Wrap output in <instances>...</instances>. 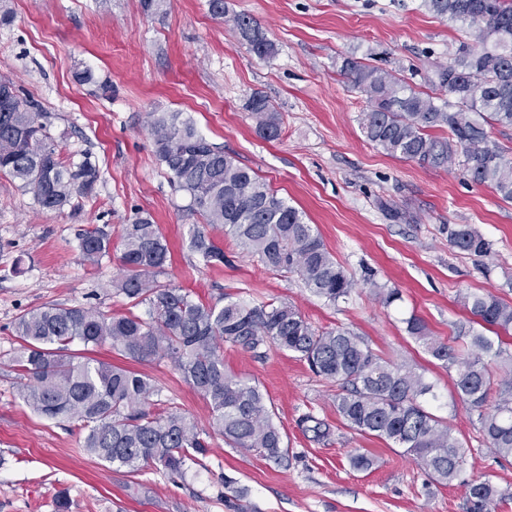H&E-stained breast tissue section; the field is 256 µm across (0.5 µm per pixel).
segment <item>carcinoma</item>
<instances>
[{
    "label": "carcinoma",
    "instance_id": "carcinoma-1",
    "mask_svg": "<svg viewBox=\"0 0 512 512\" xmlns=\"http://www.w3.org/2000/svg\"><path fill=\"white\" fill-rule=\"evenodd\" d=\"M421 7L452 22L478 27L482 48L460 44L454 62L434 72L432 84L448 92L433 97L391 72L346 58L341 72L362 92L369 109L361 118L364 137L391 156L447 168L462 156L471 180L512 201V162L490 145L486 127H512V0H421ZM233 27L250 50L264 58L275 44L246 14ZM247 109L258 132L280 136L278 112L255 92ZM448 130V136L433 135ZM155 152L176 190L189 197L188 210L201 227L191 243L204 261L224 263V249L210 233L230 238L241 252L256 255L272 272L298 274L316 296L334 304L350 296L355 282L327 250L320 234L297 208L271 192L253 171L224 149L209 143L180 112L152 113ZM0 175L30 191L39 207L58 211L77 196L92 192L98 169L57 154L43 114L20 97L14 83L0 81ZM121 277L117 294L131 307L148 306V318L133 312L112 315L92 307L45 305L16 318L19 347L13 364L25 379L18 397L34 413L55 422H76L85 431L83 448L112 465L137 470L147 464L182 475L190 462L208 452L194 422L178 410L152 414L147 407L160 389L147 376L111 363L76 359L69 347L105 344L133 361L167 359L183 381L211 409L213 433L245 451L281 460L288 446L259 387L224 371V344L259 353L275 346L305 361L317 376L336 383V413L361 434L390 442L441 484L457 480L467 451L444 421L430 412L433 386L403 361L384 360L347 328L316 330L292 306L251 305L222 295L204 303L180 287L159 281L171 253L151 216H140L123 230ZM453 248L484 256L491 244L467 224L448 226ZM82 261L98 265L112 256V236L103 228L80 234ZM471 318L457 325L469 339L467 350L429 335L415 316L407 332L425 352L455 371V392L477 412L480 432L495 458L512 457V353L484 330L512 331V305L487 292L459 295ZM505 368L494 372L491 364ZM466 512H497L512 491L489 480L465 483Z\"/></svg>",
    "mask_w": 512,
    "mask_h": 512
}]
</instances>
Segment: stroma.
Wrapping results in <instances>:
<instances>
[{"instance_id": "stroma-1", "label": "stroma", "mask_w": 512, "mask_h": 512, "mask_svg": "<svg viewBox=\"0 0 512 512\" xmlns=\"http://www.w3.org/2000/svg\"><path fill=\"white\" fill-rule=\"evenodd\" d=\"M274 42V55L250 51L231 23L215 19L207 0H0V79L37 105L63 159L96 164L100 178L79 207L45 211L32 193L0 176V512H465L463 481L512 487V457L494 461L477 415L454 390L455 375L407 333L417 316L429 333L453 343L467 313L459 294L490 292L512 303V201L479 186L462 166L433 168L386 154L364 137L363 93L342 74L345 58L382 67L419 91L461 43V23L420 9V0H224ZM91 71L94 82L81 81ZM265 95L282 118L278 139H264L246 108ZM153 112L190 117L207 141L252 169L277 197L303 211L328 251L351 276L348 299L329 304L299 275L274 273L224 241V262L211 267L190 247L198 216L159 163L149 127ZM151 214L166 237V278L205 302L222 294L251 303H287L318 330L344 327L384 358L415 364L434 386L431 410L447 421L469 453L462 482L442 485L401 449L345 427L334 384L293 354L267 347L262 356L225 345L227 373L256 382L289 448L284 462L210 439L201 464L171 476L151 467L132 472L83 448L78 426L46 420L17 397L12 325L47 304L128 309L112 282L120 275L124 225ZM468 224L492 244L489 254L460 253L448 227ZM102 227L112 256L79 261V230ZM380 288L398 289L382 305ZM95 358L153 379L160 406L177 407L200 430L206 402L166 360L135 362L109 346ZM327 422L329 442L303 431L305 415ZM372 469L350 466L355 454ZM241 489L228 498L225 481Z\"/></svg>"}]
</instances>
